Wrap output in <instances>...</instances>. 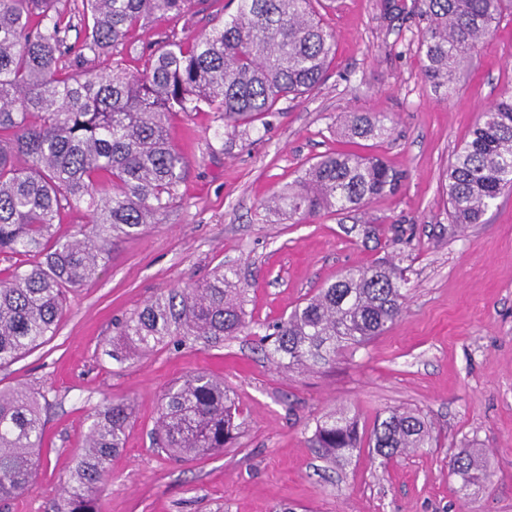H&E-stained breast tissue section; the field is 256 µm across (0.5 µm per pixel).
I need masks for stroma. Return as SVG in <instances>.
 Listing matches in <instances>:
<instances>
[{"label":"stroma","mask_w":512,"mask_h":512,"mask_svg":"<svg viewBox=\"0 0 512 512\" xmlns=\"http://www.w3.org/2000/svg\"><path fill=\"white\" fill-rule=\"evenodd\" d=\"M387 16L385 0H336L323 12L336 36L324 83L254 123L232 128L212 112L170 119L188 162L160 224L115 240L97 279L70 294L47 343L0 369V388L43 392L46 465L34 490L0 512H50L62 493L89 415L106 400L134 403L125 446L113 458L99 512H512V190L482 223L448 216L441 177L487 105L512 93V13L503 14L452 91L425 82L412 0ZM236 10L168 17L131 35L138 51L168 36H196ZM345 112H384L382 141L336 136ZM376 154L403 175L398 189L359 211L289 224L263 199L308 163L333 151ZM374 233L363 236L361 225ZM407 255L401 316L366 347L325 371H284L253 332L218 347L189 344L118 362L106 353L114 325L160 292L200 282L217 265L236 272L246 311L269 323L346 270ZM223 379L236 398L238 439L185 462L152 448L149 433L171 385L193 371ZM393 408L420 413L431 442L386 459L361 448L330 462L315 451L318 420L330 415L370 431ZM478 451L479 477L462 488L450 459Z\"/></svg>","instance_id":"obj_1"}]
</instances>
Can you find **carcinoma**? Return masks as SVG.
<instances>
[{
  "mask_svg": "<svg viewBox=\"0 0 512 512\" xmlns=\"http://www.w3.org/2000/svg\"><path fill=\"white\" fill-rule=\"evenodd\" d=\"M203 0H0V254L30 256L0 278V368L54 336L69 293L93 281L112 241L162 223L186 172L171 143V112H216L249 125L321 85L335 40L321 22V0H239L235 14L192 39H167L140 54L130 69L131 31L182 15ZM506 0H413L423 23L422 73L451 90L459 70L499 22ZM78 23H73L74 18ZM75 37H70V32ZM109 55L103 72L84 67ZM382 112H346L337 134L348 141L389 137ZM112 183L101 196L98 185ZM400 175L380 157L336 151L320 156L297 179L262 203L292 224L324 212L365 207L393 192ZM451 223L480 224L489 205L512 188V94L483 111L482 122L444 174ZM87 217L76 234L56 235L63 211ZM396 254L383 264L354 267L267 325L263 340L283 368L322 369L336 352L369 344L403 308L405 280ZM245 289L224 266L183 288L150 298L121 322L112 355L122 360L188 341L218 346L249 328ZM46 395L28 386L0 389V501L32 491L42 464ZM237 408L224 381L197 371L172 384L151 437L160 452L184 462L234 438ZM134 416L128 401L93 409L85 448L74 457L52 512H97L112 457ZM421 415L396 409L374 423L368 447L384 458L425 446ZM318 453L336 459L362 446L351 419L328 417L315 429ZM475 456L449 467L465 489Z\"/></svg>",
  "mask_w": 512,
  "mask_h": 512,
  "instance_id": "carcinoma-1",
  "label": "carcinoma"
}]
</instances>
